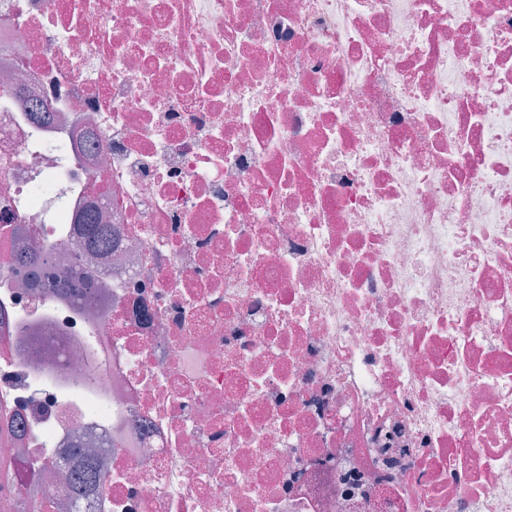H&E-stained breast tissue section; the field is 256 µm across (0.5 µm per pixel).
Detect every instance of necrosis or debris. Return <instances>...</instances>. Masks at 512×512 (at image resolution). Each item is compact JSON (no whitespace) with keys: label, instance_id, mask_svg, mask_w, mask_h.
<instances>
[{"label":"necrosis or debris","instance_id":"1","mask_svg":"<svg viewBox=\"0 0 512 512\" xmlns=\"http://www.w3.org/2000/svg\"><path fill=\"white\" fill-rule=\"evenodd\" d=\"M22 498L512 512V0H0ZM82 225V235L88 247L107 250L112 246V228L107 224H97L93 215H88ZM102 476L91 460L81 461L71 472L70 488L73 494H80L92 483L100 482Z\"/></svg>","mask_w":512,"mask_h":512}]
</instances>
